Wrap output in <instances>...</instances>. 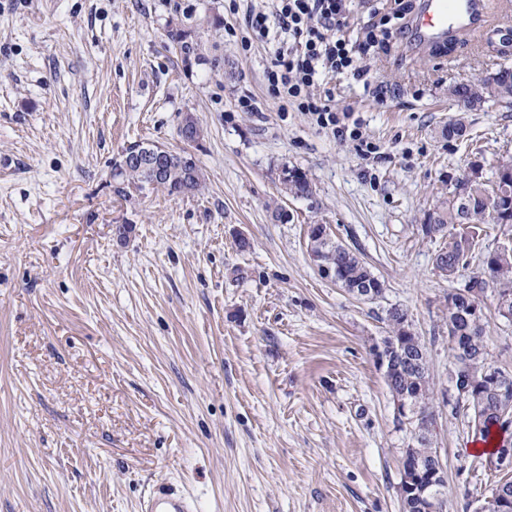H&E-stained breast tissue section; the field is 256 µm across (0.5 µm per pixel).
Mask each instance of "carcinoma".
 Wrapping results in <instances>:
<instances>
[{"label": "carcinoma", "instance_id": "cac0c4a2", "mask_svg": "<svg viewBox=\"0 0 512 512\" xmlns=\"http://www.w3.org/2000/svg\"><path fill=\"white\" fill-rule=\"evenodd\" d=\"M476 82L483 85L486 101H506L512 103V68L504 66L495 71L493 77H480ZM165 170L159 177L151 174L150 161L141 155V144L126 149L122 160L114 165L112 177L118 180L117 191L124 192L129 185L144 184L160 187L171 195L191 193L201 184V171L189 154H171L164 157ZM288 181L283 183L285 192L296 198L312 195V183L307 174L297 168L288 169ZM499 203L488 209L484 203V187L475 184L471 189L469 209L473 212L474 224H512V171L497 175ZM458 209L448 200L435 207V223L428 225L427 234L446 235L454 227ZM310 252L316 257L319 270L348 292L357 296L382 293V284L369 268L349 248L331 238L323 224H311L308 230ZM479 262L482 272L465 280V285L473 291V299L484 303L491 292L497 301L499 316L512 320V247H500L485 254L475 252L472 238L451 237L448 247L440 251L434 260L435 268L448 279L463 276L473 262ZM454 330L448 337L459 336L458 346L463 354L455 353L449 347L453 371H462L470 378L472 392L464 402L448 398L451 413L468 418L472 437L488 440L497 433L500 437L512 438V409L505 407L503 399L512 401V370L497 365L490 355L484 339L485 322L475 324L459 313L449 315ZM386 321L390 329L384 341L401 344L402 354L391 356V366L384 377L392 394L407 403L408 417L406 429L409 437L408 456L412 463L428 466L432 451L430 427L435 417L430 406L432 393L429 366L426 354L418 337L414 336L407 324V313L392 307L387 311ZM494 370L497 380L488 378V370Z\"/></svg>", "mask_w": 512, "mask_h": 512}]
</instances>
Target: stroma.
Here are the masks:
<instances>
[{"mask_svg":"<svg viewBox=\"0 0 512 512\" xmlns=\"http://www.w3.org/2000/svg\"><path fill=\"white\" fill-rule=\"evenodd\" d=\"M231 4L0 0V512H140L160 488L199 512H400L408 433L371 353L394 306L428 357L445 512H473L493 478L470 470L467 419L446 404L452 284L433 260L448 241L423 226L471 164L490 180L512 162V104L463 114L448 97L512 66V12L492 0L490 24L443 52L379 37L363 79L332 80L378 147L366 160L281 110L267 49L225 32ZM396 5L410 18L417 0H351L349 35ZM141 142L191 154L199 189L117 193L112 168ZM286 167L311 198L282 193ZM313 224L380 296L321 275ZM484 311L511 370L512 321L493 298Z\"/></svg>","mask_w":512,"mask_h":512,"instance_id":"35a3bbf8","label":"stroma"}]
</instances>
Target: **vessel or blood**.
<instances>
[{
  "instance_id": "b4317fda",
  "label": "vessel or blood",
  "mask_w": 512,
  "mask_h": 512,
  "mask_svg": "<svg viewBox=\"0 0 512 512\" xmlns=\"http://www.w3.org/2000/svg\"><path fill=\"white\" fill-rule=\"evenodd\" d=\"M485 18V0H418L409 43L420 50L439 49ZM141 512H197V507L189 495L160 489L147 496Z\"/></svg>"
}]
</instances>
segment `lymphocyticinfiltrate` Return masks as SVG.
<instances>
[{"mask_svg":"<svg viewBox=\"0 0 512 512\" xmlns=\"http://www.w3.org/2000/svg\"><path fill=\"white\" fill-rule=\"evenodd\" d=\"M346 0H271L270 10L246 5L243 20L228 33L243 49L255 43L271 45L264 69L269 94L296 108L319 130L344 143H353L363 157L375 154V146L363 132L360 119L338 109L332 91L313 94L312 89L338 76H361L358 54L377 41L374 31L351 41L344 34Z\"/></svg>","mask_w":512,"mask_h":512,"instance_id":"obj_1","label":"lymphocytic infiltrate"}]
</instances>
